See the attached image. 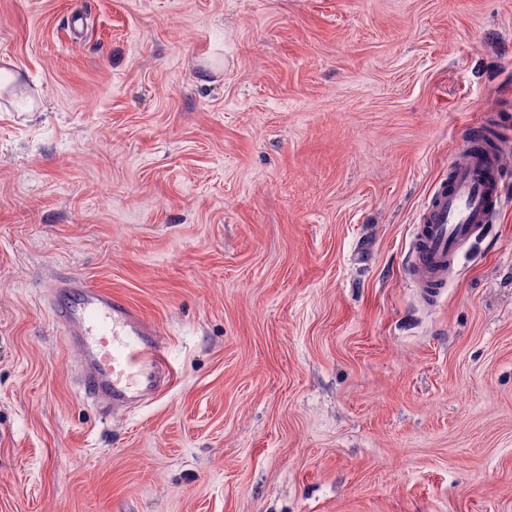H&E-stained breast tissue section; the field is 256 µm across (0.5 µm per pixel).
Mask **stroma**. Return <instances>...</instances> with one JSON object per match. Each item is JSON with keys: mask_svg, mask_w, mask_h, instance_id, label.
<instances>
[{"mask_svg": "<svg viewBox=\"0 0 512 512\" xmlns=\"http://www.w3.org/2000/svg\"><path fill=\"white\" fill-rule=\"evenodd\" d=\"M0 512H512V184L438 303L404 275L512 0H0ZM173 370L78 389L60 276Z\"/></svg>", "mask_w": 512, "mask_h": 512, "instance_id": "35a3bbf8", "label": "stroma"}]
</instances>
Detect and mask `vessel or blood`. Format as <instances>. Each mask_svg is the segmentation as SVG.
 <instances>
[{
	"label": "vessel or blood",
	"instance_id": "vessel-or-blood-1",
	"mask_svg": "<svg viewBox=\"0 0 512 512\" xmlns=\"http://www.w3.org/2000/svg\"><path fill=\"white\" fill-rule=\"evenodd\" d=\"M498 152L463 141L424 202L409 246V268L423 298H438L464 246L485 236L502 204ZM52 318L81 361L79 391L101 409L120 411L156 399L173 381L156 325L111 291L61 278Z\"/></svg>",
	"mask_w": 512,
	"mask_h": 512
}]
</instances>
